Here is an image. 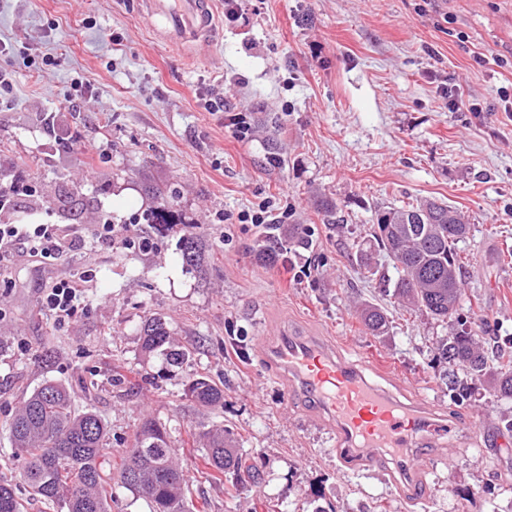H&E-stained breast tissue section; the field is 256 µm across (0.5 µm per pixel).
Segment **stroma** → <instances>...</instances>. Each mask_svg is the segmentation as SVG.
Here are the masks:
<instances>
[{"label": "stroma", "instance_id": "obj_1", "mask_svg": "<svg viewBox=\"0 0 512 512\" xmlns=\"http://www.w3.org/2000/svg\"><path fill=\"white\" fill-rule=\"evenodd\" d=\"M0 185L25 192L0 224H55L79 238L53 261L17 252L0 285V480L17 481L7 425L44 382L71 391L77 411L106 424L113 451L139 423L171 427L179 465L194 475L193 512H512V432L497 426L512 401L477 388L448 398L430 349L449 325L396 310L386 336L358 321L362 302L389 305L355 262L378 210L443 201L471 226L460 246L463 314L476 331L512 336V0H243L211 42L180 53L136 0H0ZM484 56L485 65L474 62ZM476 111L448 107V90ZM223 98L224 109L208 102ZM248 116L249 138L233 133ZM182 221L142 223L159 197ZM339 204L344 230L321 199ZM267 223L301 225L311 243L283 244L278 263L254 258ZM113 224L111 241L90 225ZM211 247L206 279L178 250L185 222ZM148 233L152 252L127 247ZM93 270L85 314L59 325L44 288ZM309 267L295 277L294 267ZM162 318L192 352L176 368L144 357L140 329ZM330 337L349 358L372 355L402 393L426 392L479 443L457 444L405 503L388 474L341 466L325 430L306 423L266 368L258 340L282 323ZM222 384L224 403L184 393L189 376ZM224 426L259 475L200 471L205 431ZM499 478L494 495L484 483Z\"/></svg>", "mask_w": 512, "mask_h": 512}]
</instances>
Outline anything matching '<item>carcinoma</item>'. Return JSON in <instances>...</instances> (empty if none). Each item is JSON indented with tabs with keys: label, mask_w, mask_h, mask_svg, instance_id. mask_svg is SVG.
<instances>
[{
	"label": "carcinoma",
	"mask_w": 512,
	"mask_h": 512,
	"mask_svg": "<svg viewBox=\"0 0 512 512\" xmlns=\"http://www.w3.org/2000/svg\"><path fill=\"white\" fill-rule=\"evenodd\" d=\"M172 207L171 201L161 199L145 216L146 222L170 223ZM469 232L464 216L444 203L390 207L378 212L356 259L382 282H393L392 296L403 309L456 324L452 334L432 348V361L444 367L442 380L450 398L458 403L471 401L472 380L500 400L512 399V337L477 336L459 314L464 294L459 244ZM285 236L296 248H309L308 236L299 225L273 226L265 232L257 260L277 262ZM374 249L386 255L396 278L372 265ZM180 251L187 268L201 277L207 275L211 253L202 233H184ZM357 314L373 335L388 333L389 315L384 307L365 302ZM140 340L144 355L160 350L172 366H181L190 357L189 349L172 347L171 331L159 317L144 321ZM185 392L203 406L224 401V390L204 375L190 377ZM203 437L213 472L238 474L254 469L243 461L229 431H208ZM9 438L20 462L19 480L32 498L51 503L60 512H108L112 473L105 471L104 463L110 454L109 431L94 412L74 410L67 388L47 382L34 390L15 413ZM170 438L166 425L144 421L116 467L122 487L145 499L150 512H190V478L175 462ZM22 508L16 486L0 482V512H22Z\"/></svg>",
	"instance_id": "obj_1"
}]
</instances>
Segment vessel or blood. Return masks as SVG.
<instances>
[{
	"mask_svg": "<svg viewBox=\"0 0 512 512\" xmlns=\"http://www.w3.org/2000/svg\"><path fill=\"white\" fill-rule=\"evenodd\" d=\"M141 2L164 19V39L173 47L187 49L215 34L214 0ZM260 343L265 360L291 383L288 400L309 413L311 424L328 427L339 459L389 473L404 500L420 497L428 467L450 460L454 425L447 415L424 399H400L373 379V360H346L326 339L288 326Z\"/></svg>",
	"mask_w": 512,
	"mask_h": 512,
	"instance_id": "b4317fda",
	"label": "vessel or blood"
}]
</instances>
